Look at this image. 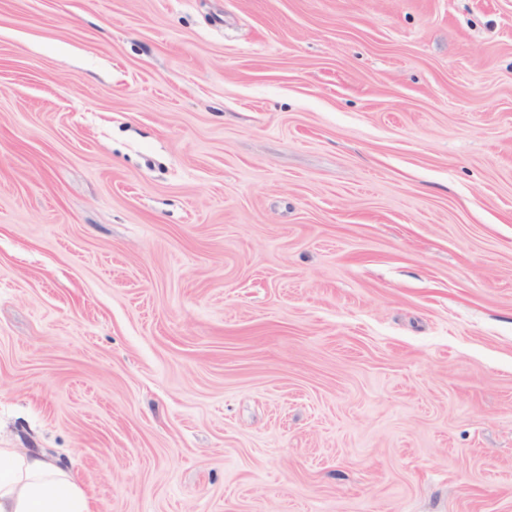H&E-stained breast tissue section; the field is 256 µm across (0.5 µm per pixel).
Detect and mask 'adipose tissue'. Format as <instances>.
<instances>
[{
  "mask_svg": "<svg viewBox=\"0 0 512 512\" xmlns=\"http://www.w3.org/2000/svg\"><path fill=\"white\" fill-rule=\"evenodd\" d=\"M0 512H91L72 473L43 453L0 448Z\"/></svg>",
  "mask_w": 512,
  "mask_h": 512,
  "instance_id": "obj_1",
  "label": "adipose tissue"
}]
</instances>
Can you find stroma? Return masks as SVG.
<instances>
[{"instance_id":"1","label":"stroma","mask_w":512,"mask_h":512,"mask_svg":"<svg viewBox=\"0 0 512 512\" xmlns=\"http://www.w3.org/2000/svg\"><path fill=\"white\" fill-rule=\"evenodd\" d=\"M0 448L512 512V0H0Z\"/></svg>"}]
</instances>
